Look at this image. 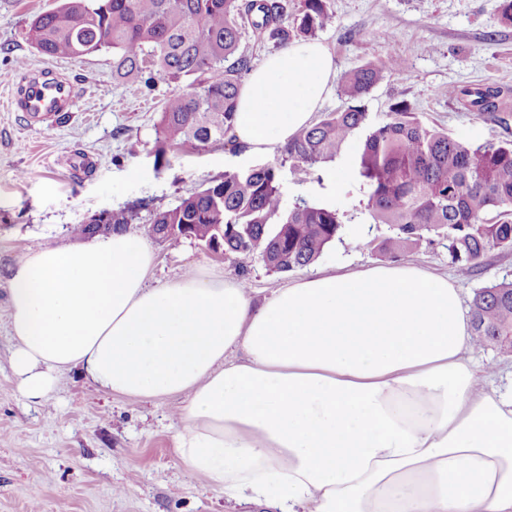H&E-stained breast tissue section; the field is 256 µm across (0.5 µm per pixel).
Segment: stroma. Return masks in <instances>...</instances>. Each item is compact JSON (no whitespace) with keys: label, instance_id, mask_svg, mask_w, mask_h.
Here are the masks:
<instances>
[{"label":"stroma","instance_id":"1","mask_svg":"<svg viewBox=\"0 0 512 512\" xmlns=\"http://www.w3.org/2000/svg\"><path fill=\"white\" fill-rule=\"evenodd\" d=\"M502 0H330L333 23L315 39L333 55L338 75L369 60L397 62L365 98L372 122L386 121L394 104L409 103L427 125L480 144L512 140V22ZM59 0H0V104L16 89L18 70L55 69L74 83L78 100L64 120L29 125L0 107V512H242L223 489L189 471L173 435L184 405L179 396L132 400L98 390L78 370L62 372L56 387L32 400L21 394L11 366L9 325L13 269L28 251L81 245L75 225L95 214L139 204L130 234L139 236L156 212L171 209L225 173L279 165L286 204L305 200L343 213V231L313 264L269 270L259 255L222 258L204 244L151 240L155 262L147 281L162 283L198 269L245 280L255 302L293 281L344 265L361 270L393 263L379 249L390 236L364 209L366 191L351 168L360 142L313 170L280 164L276 151L253 155L218 146L178 155L156 172L151 150L164 99L153 90L112 79V55L51 59L27 39L31 19ZM500 90L499 121L464 110L449 87ZM89 156L72 171V155ZM403 262L456 281L463 303L476 290L512 281V251H493L470 274L457 271L443 243L421 245ZM483 388L512 386V353L476 346Z\"/></svg>","mask_w":512,"mask_h":512}]
</instances>
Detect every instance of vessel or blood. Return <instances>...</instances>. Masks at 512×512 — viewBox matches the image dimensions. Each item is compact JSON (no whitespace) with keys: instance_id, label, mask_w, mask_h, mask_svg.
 <instances>
[{"instance_id":"1","label":"vessel or blood","mask_w":512,"mask_h":512,"mask_svg":"<svg viewBox=\"0 0 512 512\" xmlns=\"http://www.w3.org/2000/svg\"><path fill=\"white\" fill-rule=\"evenodd\" d=\"M75 103L74 85L66 75L32 69L22 74L10 107L36 125L52 124L66 117Z\"/></svg>"}]
</instances>
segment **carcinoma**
Returning <instances> with one entry per match:
<instances>
[{
  "mask_svg": "<svg viewBox=\"0 0 512 512\" xmlns=\"http://www.w3.org/2000/svg\"><path fill=\"white\" fill-rule=\"evenodd\" d=\"M334 19L327 0H61L29 28L31 43L49 58L78 59L112 52V78L146 88L162 78L175 85L156 125V170L175 153L203 154L233 144L235 105L253 57L242 33L284 49L314 37ZM393 63L367 61L346 74L342 111L323 118L277 148L281 161L305 170L332 162L358 132L354 161L373 223L392 235L389 253H407L439 239L462 271L489 252L512 250V141L473 145L420 120L407 103L372 124L363 100ZM468 111L497 121L498 91L474 90ZM136 219L127 207L106 211L102 236L124 232ZM343 213L304 200L284 204L279 169L266 165L224 174L144 225L149 236L176 245L220 242L224 253L259 254L287 273L316 261L339 236ZM475 345L504 346L512 336V282L480 288L470 304Z\"/></svg>",
  "mask_w": 512,
  "mask_h": 512,
  "instance_id": "carcinoma-1",
  "label": "carcinoma"
}]
</instances>
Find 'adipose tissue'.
<instances>
[{"mask_svg": "<svg viewBox=\"0 0 512 512\" xmlns=\"http://www.w3.org/2000/svg\"><path fill=\"white\" fill-rule=\"evenodd\" d=\"M335 75L317 42L268 56L239 91L236 140L287 143ZM153 263L127 233L19 260L23 395L77 368L110 394L181 396L184 466L276 512H512V389H477L453 281L408 263L338 269L257 306L243 282L198 270L149 286Z\"/></svg>", "mask_w": 512, "mask_h": 512, "instance_id": "ef3b65f1", "label": "adipose tissue"}]
</instances>
